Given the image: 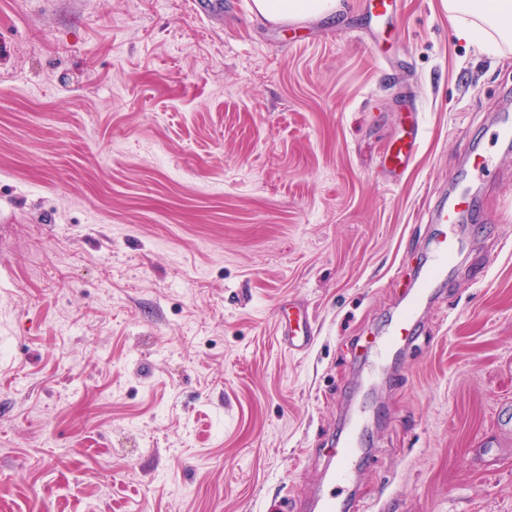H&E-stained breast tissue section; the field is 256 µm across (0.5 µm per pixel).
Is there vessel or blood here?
<instances>
[{
  "instance_id": "1",
  "label": "vessel or blood",
  "mask_w": 512,
  "mask_h": 512,
  "mask_svg": "<svg viewBox=\"0 0 512 512\" xmlns=\"http://www.w3.org/2000/svg\"><path fill=\"white\" fill-rule=\"evenodd\" d=\"M398 15V0H371L370 27L392 25ZM408 128L396 140L385 160V168L391 180H399L413 166L425 137L422 115L415 102H408ZM470 180L495 181L499 175L497 163L484 155L473 153L468 157ZM471 206L468 183H458L447 203L437 206L431 216L440 229L431 243L430 258L418 270L414 279L412 296L405 306L392 318L384 336L370 345L369 373H376L385 367L393 351L404 349L411 344L414 329L437 286L448 278L456 254L462 247L455 227ZM282 336L289 350L301 353L312 344L311 324L295 328L283 324ZM359 439L355 427H348L344 439L334 450L329 463L330 486L321 491L309 504L311 512H347L350 499L346 495L354 471V460L358 452Z\"/></svg>"
}]
</instances>
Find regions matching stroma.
<instances>
[{
    "label": "stroma",
    "mask_w": 512,
    "mask_h": 512,
    "mask_svg": "<svg viewBox=\"0 0 512 512\" xmlns=\"http://www.w3.org/2000/svg\"><path fill=\"white\" fill-rule=\"evenodd\" d=\"M223 2L0 0V512H301L353 403L361 504L512 512V48L443 0H401L375 50L369 0L307 32ZM406 98L426 135L392 186ZM468 144L500 177L368 391ZM287 308L295 309L301 313L305 322L304 326L293 328L288 323V320L285 319L282 324L283 341L288 346L289 350L297 353L305 352L310 348L313 342L312 336H314L312 325L307 319L305 306L301 303L290 300L281 307L282 311Z\"/></svg>",
    "instance_id": "35a3bbf8"
}]
</instances>
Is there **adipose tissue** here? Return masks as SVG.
<instances>
[{"label":"adipose tissue","mask_w":512,"mask_h":512,"mask_svg":"<svg viewBox=\"0 0 512 512\" xmlns=\"http://www.w3.org/2000/svg\"><path fill=\"white\" fill-rule=\"evenodd\" d=\"M339 0H254L262 23L301 20L335 13ZM448 18L459 38L495 56L512 47V0H447Z\"/></svg>","instance_id":"ef3b65f1"}]
</instances>
